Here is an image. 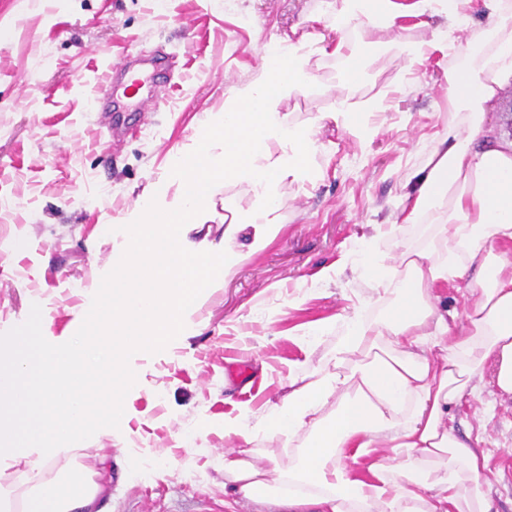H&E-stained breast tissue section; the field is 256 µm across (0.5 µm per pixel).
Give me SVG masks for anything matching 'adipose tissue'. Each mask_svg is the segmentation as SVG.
Masks as SVG:
<instances>
[{
	"label": "adipose tissue",
	"instance_id": "ef3b65f1",
	"mask_svg": "<svg viewBox=\"0 0 512 512\" xmlns=\"http://www.w3.org/2000/svg\"><path fill=\"white\" fill-rule=\"evenodd\" d=\"M439 3L447 18L430 40L399 43L409 61L448 44L465 0H414L415 14ZM488 26L448 73L452 114L406 185L390 226L428 218L433 244L385 261L370 244L354 258L378 282L374 297L342 318L333 351L292 364L288 393L263 415L241 409L224 431L281 442L267 466L224 455V483L267 512H491L490 456L459 438L452 403L479 395L485 364L499 393L512 395V145L486 127L499 89L512 81V0H484ZM329 33L282 40L247 83L232 87L223 111L207 116L193 143L171 156L166 181L119 224L105 287L85 302L78 336L40 342L44 315L15 335L0 361V512H104L95 466L75 462L99 423L122 428V399L138 382L124 362L193 333L204 287L222 285L245 256L269 246L280 228L285 186L315 184L321 150L314 126L280 105L316 80L313 55L345 58L357 80L365 54L353 32L387 29L397 0H329ZM241 187L249 207L224 203V246L192 233L213 218L223 186ZM475 269L462 320L438 307V288ZM367 459L368 478L347 460Z\"/></svg>",
	"mask_w": 512,
	"mask_h": 512
}]
</instances>
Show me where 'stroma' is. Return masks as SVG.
I'll list each match as a JSON object with an SVG mask.
<instances>
[{
  "mask_svg": "<svg viewBox=\"0 0 512 512\" xmlns=\"http://www.w3.org/2000/svg\"><path fill=\"white\" fill-rule=\"evenodd\" d=\"M468 28L448 47L407 62L395 41L429 39L443 15L404 16L388 30L361 32L372 46L360 80H345L344 58L314 56L318 79L281 103L299 124L316 122L337 98L374 105L377 132L358 138L321 124L315 162L324 176L301 191L284 187L275 241L208 290L196 332L153 356L132 360L139 385L123 400L126 425H98L86 448L109 452L101 466L108 512H255L224 502L218 462L225 449L263 461L266 444L225 436L240 407L258 414L287 392L293 362L326 354L371 284L340 265L370 238L387 254L430 246L428 224L378 237L401 205L404 183L448 122V70L461 45L487 23L470 0ZM323 15L321 0H0V348L43 301L51 342L84 317V297L112 265L104 228L119 223L145 190L161 184L170 155L189 143L231 87L250 81L264 45ZM151 79L124 98L125 79L92 101L106 60ZM325 323L322 336H307ZM459 437H471L492 466L493 512H512V398L483 382L454 408ZM167 462L153 469L157 451Z\"/></svg>",
  "mask_w": 512,
  "mask_h": 512,
  "instance_id": "stroma-1",
  "label": "stroma"
}]
</instances>
